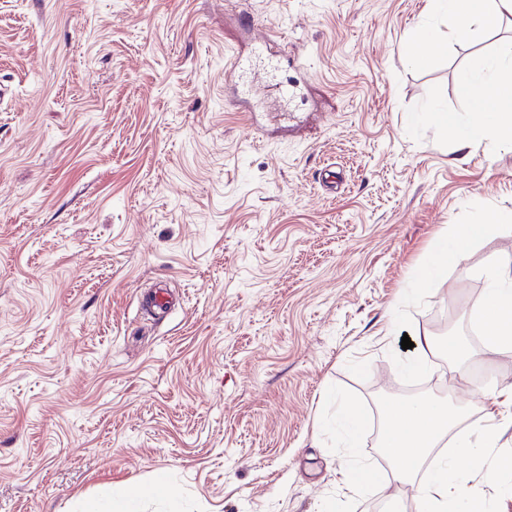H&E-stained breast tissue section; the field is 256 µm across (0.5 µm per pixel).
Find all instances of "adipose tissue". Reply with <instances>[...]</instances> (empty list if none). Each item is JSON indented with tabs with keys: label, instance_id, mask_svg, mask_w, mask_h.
<instances>
[{
	"label": "adipose tissue",
	"instance_id": "adipose-tissue-1",
	"mask_svg": "<svg viewBox=\"0 0 512 512\" xmlns=\"http://www.w3.org/2000/svg\"><path fill=\"white\" fill-rule=\"evenodd\" d=\"M434 11L452 19L449 31L439 26L422 30L402 50L408 63L424 67L431 63L442 43L467 46L478 29H492L512 19V0H432ZM460 95L471 102L468 120L431 105L417 115L444 129L453 138V159L463 161L481 145L496 144L512 148V46L492 58L477 57L458 78ZM484 230L480 224L457 225L452 235L437 242L430 261L423 267L420 280L429 282L449 262L459 261L470 242ZM490 288L478 313L481 325L489 329L495 344L512 342V264L494 262L489 269ZM465 415L464 408L444 402L388 408L384 447L396 462L393 477L403 484H416L425 512H488L480 493L462 491L457 460L461 457L480 461L495 441L494 431L479 437L456 434L455 428ZM454 435V452L435 469L427 471L422 483L414 478L422 463L447 435Z\"/></svg>",
	"mask_w": 512,
	"mask_h": 512
}]
</instances>
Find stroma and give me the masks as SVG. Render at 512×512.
<instances>
[{
	"label": "stroma",
	"instance_id": "35a3bbf8",
	"mask_svg": "<svg viewBox=\"0 0 512 512\" xmlns=\"http://www.w3.org/2000/svg\"><path fill=\"white\" fill-rule=\"evenodd\" d=\"M429 24V0H0V512L159 474L182 496L140 512L415 506L374 480L371 405L439 314L466 352L427 349L425 397L495 428L464 484L512 512V346L470 335L512 262V149L454 163L410 122L468 119L458 75L512 26L418 68ZM458 224L486 230L417 287ZM444 33L442 29L433 25L422 30L403 46L402 54L408 63L416 67H424L431 63L433 55L443 44Z\"/></svg>",
	"mask_w": 512,
	"mask_h": 512
}]
</instances>
